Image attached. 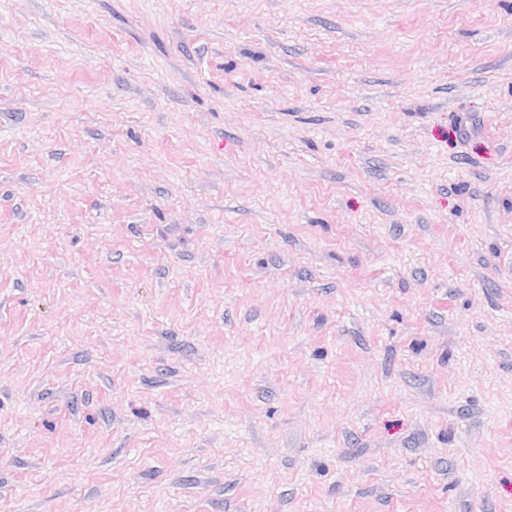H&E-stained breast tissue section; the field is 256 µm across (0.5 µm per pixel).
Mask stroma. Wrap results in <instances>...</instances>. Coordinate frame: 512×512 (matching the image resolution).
<instances>
[{
	"label": "stroma",
	"instance_id": "1",
	"mask_svg": "<svg viewBox=\"0 0 512 512\" xmlns=\"http://www.w3.org/2000/svg\"><path fill=\"white\" fill-rule=\"evenodd\" d=\"M0 512H512V0H0Z\"/></svg>",
	"mask_w": 512,
	"mask_h": 512
}]
</instances>
